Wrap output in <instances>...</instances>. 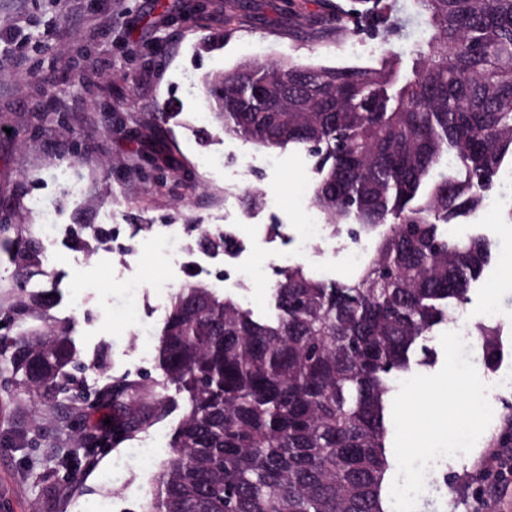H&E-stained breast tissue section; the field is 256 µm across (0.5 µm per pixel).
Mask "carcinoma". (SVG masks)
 <instances>
[{
	"label": "carcinoma",
	"instance_id": "cac0c4a2",
	"mask_svg": "<svg viewBox=\"0 0 512 512\" xmlns=\"http://www.w3.org/2000/svg\"><path fill=\"white\" fill-rule=\"evenodd\" d=\"M431 31L411 72L243 61L210 81L224 133L314 159L324 224L372 250L350 279L276 270L274 314L189 284L173 293L158 365L187 395L141 512H388L391 404L429 366L428 342L468 302L491 245L446 226L476 215L512 170V0H414ZM485 365L499 329L478 325ZM78 351L60 326L0 336V372L45 406L73 394ZM115 441L148 428L162 398L139 381L100 390ZM490 448L512 445V408Z\"/></svg>",
	"mask_w": 512,
	"mask_h": 512
}]
</instances>
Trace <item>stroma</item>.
Instances as JSON below:
<instances>
[{
    "mask_svg": "<svg viewBox=\"0 0 512 512\" xmlns=\"http://www.w3.org/2000/svg\"><path fill=\"white\" fill-rule=\"evenodd\" d=\"M403 25L388 39L360 34L363 65L392 50L404 66L422 40L411 0H391ZM356 0H0V34L24 41L23 65L0 56V336L68 325L86 397L121 379L142 381L166 401L147 432L86 456L77 431L97 423L66 406L43 410L0 377V512H139L172 432L187 408L157 362V335L171 293L200 284L273 311L272 277L282 260L314 274L348 278L345 237L322 227L303 236L298 188L313 187V158L294 147L269 150L225 134L205 102V79L256 63L292 60L344 65L343 36L325 20L330 6ZM167 111V121L157 114ZM452 225L481 234L492 259L459 319L476 328L495 308L501 356L488 369L476 335L470 360L490 384L491 404L512 403V226L493 205ZM55 219L46 241L44 215ZM230 233L233 253L202 243ZM247 262L261 275L225 280ZM53 286L49 306L21 303L23 289ZM500 416L468 454L441 457L425 477L417 512H477L478 496L512 512V485L495 486L485 460Z\"/></svg>",
    "mask_w": 512,
    "mask_h": 512,
    "instance_id": "35a3bbf8",
    "label": "stroma"
}]
</instances>
